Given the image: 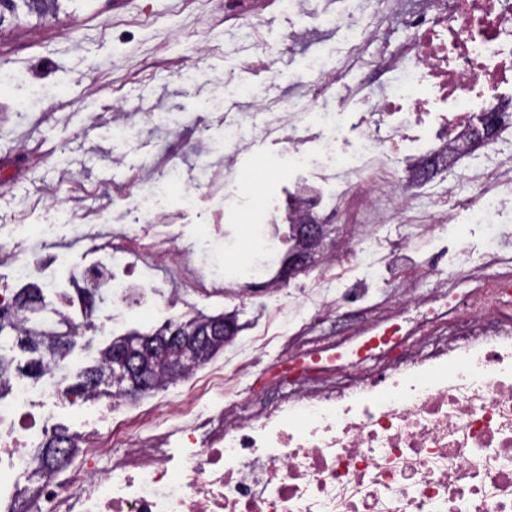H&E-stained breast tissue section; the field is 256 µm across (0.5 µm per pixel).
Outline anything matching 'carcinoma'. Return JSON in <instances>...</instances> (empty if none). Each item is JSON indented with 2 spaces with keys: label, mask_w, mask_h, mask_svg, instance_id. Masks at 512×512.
<instances>
[{
  "label": "carcinoma",
  "mask_w": 512,
  "mask_h": 512,
  "mask_svg": "<svg viewBox=\"0 0 512 512\" xmlns=\"http://www.w3.org/2000/svg\"><path fill=\"white\" fill-rule=\"evenodd\" d=\"M59 0H13L9 13L0 11V25L6 16L18 20L20 16H36L42 18L52 13ZM19 304L23 308H31L42 302L43 294L39 288H23L17 293ZM16 333L17 342L23 349L34 354L27 363L26 370L13 367L12 362L0 356V396L4 394V384L15 374H25L33 378H41L52 373V364L63 361L69 353L72 340L56 335L52 342L45 343L44 337L25 330L21 321L14 320V315L0 316V333L5 329ZM137 341L143 349V363L150 370L158 364L170 362L180 355L177 339L170 338L168 328L164 327L153 334L134 333L127 337L112 341L100 351L94 364L85 366L77 373L78 382L72 390L78 394L93 396H114L115 377L112 366L118 362L125 349ZM77 453L73 446L72 436L63 430H55L45 434L40 446L33 456L34 473L43 475L47 472L61 471L70 464Z\"/></svg>",
  "instance_id": "carcinoma-1"
}]
</instances>
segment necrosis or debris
Here are the masks:
<instances>
[{
	"mask_svg": "<svg viewBox=\"0 0 512 512\" xmlns=\"http://www.w3.org/2000/svg\"><path fill=\"white\" fill-rule=\"evenodd\" d=\"M395 22L406 38L389 36ZM320 24L359 38L345 41L335 69L313 70L307 92L268 108L261 136L288 146L281 196L256 197L237 182L238 126H224V209L273 227L236 281L240 294L258 279L284 288L268 273L286 244L282 226L321 220L335 197L357 201L360 232L323 258L298 329L275 340L262 382L275 397L244 414L237 384L254 348L274 341L260 336L225 370L219 410L200 391L176 405L178 421L152 443L120 429L86 433L85 468L37 478L31 512H512V257L461 242L456 259L472 283L463 293L444 282L420 292L432 268L412 261L458 210L485 228L500 223L512 196V139L500 134L445 189L412 175L427 159L452 168L483 113L498 111L500 133L512 130V0H361ZM355 70L363 82L345 86ZM351 99L363 111H347ZM401 216L408 231L395 223ZM133 239L184 287L218 284L202 267L184 277L189 251L175 237L123 229L100 243L106 260L85 270L75 294L106 291L116 308L149 296L151 284L125 260ZM355 266L394 271L396 297L344 336H307L313 321L357 300L334 275ZM43 429L28 389L13 382L0 398V512H14V476L31 470ZM199 431L203 447L170 451L172 436Z\"/></svg>",
	"mask_w": 512,
	"mask_h": 512,
	"instance_id": "4bbe7bcc",
	"label": "necrosis or debris"
}]
</instances>
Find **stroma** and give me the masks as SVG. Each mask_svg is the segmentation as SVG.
Listing matches in <instances>:
<instances>
[{
  "instance_id": "35a3bbf8",
  "label": "stroma",
  "mask_w": 512,
  "mask_h": 512,
  "mask_svg": "<svg viewBox=\"0 0 512 512\" xmlns=\"http://www.w3.org/2000/svg\"><path fill=\"white\" fill-rule=\"evenodd\" d=\"M57 14L0 25V236L38 260L65 255L64 280H77L92 263L97 238L131 224L137 207L173 216L172 233L194 243L197 261L235 278L258 249L250 224L224 221V123L246 112L247 98L280 102L297 95L311 64L330 70L343 36L316 33L308 46L282 51L288 30L311 28V18L268 7L260 31L271 52L255 59L243 31L224 20V0H60ZM124 119L126 136L113 134ZM267 120L248 114L237 173L256 190L278 181L282 145L254 137ZM195 187L192 202L184 191ZM471 230L466 214L422 244L436 254L437 279L461 288L462 266L454 263L459 238ZM154 291L174 295L162 315L112 309L100 298L83 300L91 316L56 372L60 403L40 407L46 430L83 433L107 423L98 399H71L76 370L89 364L112 338L152 333L197 315L232 314L239 328L232 344L197 367L196 382H177L126 401L127 418L151 406L175 404L203 389L237 347L254 336H276L294 326L306 274L288 288L257 298L225 299L223 290L184 292L161 269L145 270ZM107 333H99V326Z\"/></svg>"
}]
</instances>
